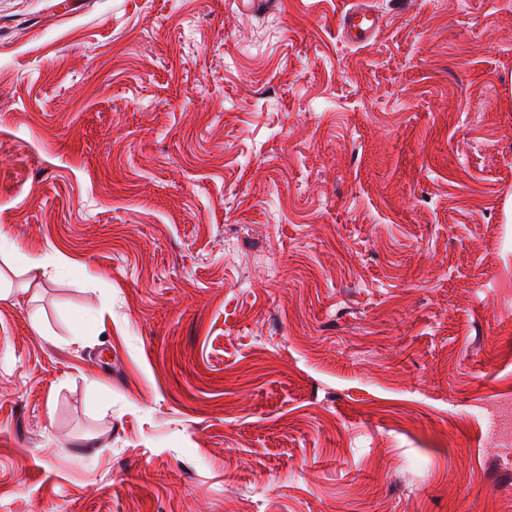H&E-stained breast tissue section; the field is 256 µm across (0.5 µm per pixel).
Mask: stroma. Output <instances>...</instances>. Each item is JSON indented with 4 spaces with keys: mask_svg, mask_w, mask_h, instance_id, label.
<instances>
[{
    "mask_svg": "<svg viewBox=\"0 0 512 512\" xmlns=\"http://www.w3.org/2000/svg\"><path fill=\"white\" fill-rule=\"evenodd\" d=\"M351 1L0 0V512H512V0ZM379 19L375 13L362 7L351 8L343 16L344 30L354 31L357 42L368 40L378 27Z\"/></svg>",
    "mask_w": 512,
    "mask_h": 512,
    "instance_id": "1",
    "label": "stroma"
}]
</instances>
